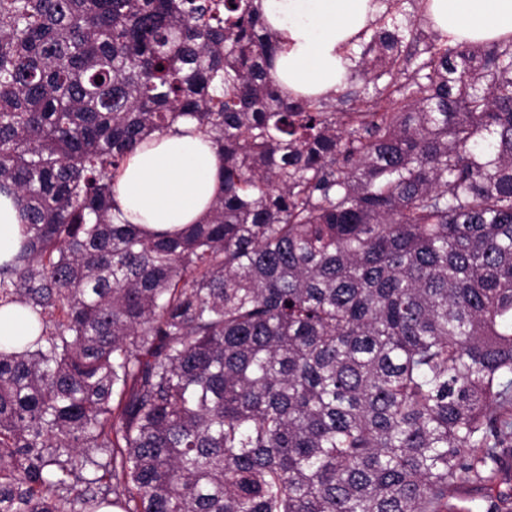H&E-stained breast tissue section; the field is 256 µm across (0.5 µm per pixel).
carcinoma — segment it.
Segmentation results:
<instances>
[{
    "instance_id": "cac0c4a2",
    "label": "carcinoma",
    "mask_w": 512,
    "mask_h": 512,
    "mask_svg": "<svg viewBox=\"0 0 512 512\" xmlns=\"http://www.w3.org/2000/svg\"><path fill=\"white\" fill-rule=\"evenodd\" d=\"M286 97L261 0H0V512H490L512 449V39L358 34ZM191 118L224 194L177 237L112 184ZM292 306H287V303ZM26 239V226L12 197L0 194V264L9 261ZM29 332L27 309L20 304L0 307V348L9 346L13 336H26ZM512 488V467L511 458L508 456L507 464L499 473L496 482L488 489L480 490L471 484H465L459 490L458 497L460 501H456L459 505L467 504L464 500L473 496L491 495L496 496L499 491Z\"/></svg>"
}]
</instances>
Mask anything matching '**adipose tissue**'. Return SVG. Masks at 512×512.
<instances>
[{
	"label": "adipose tissue",
	"mask_w": 512,
	"mask_h": 512,
	"mask_svg": "<svg viewBox=\"0 0 512 512\" xmlns=\"http://www.w3.org/2000/svg\"><path fill=\"white\" fill-rule=\"evenodd\" d=\"M378 11L376 0H264L277 34L273 76L288 92L313 97L336 91L347 48ZM436 29L454 42L512 39V0H430ZM113 191L126 220L147 234L174 236L200 222L224 192L221 157L199 133L167 132L129 155ZM26 239L12 199L0 194V264Z\"/></svg>",
	"instance_id": "obj_1"
}]
</instances>
